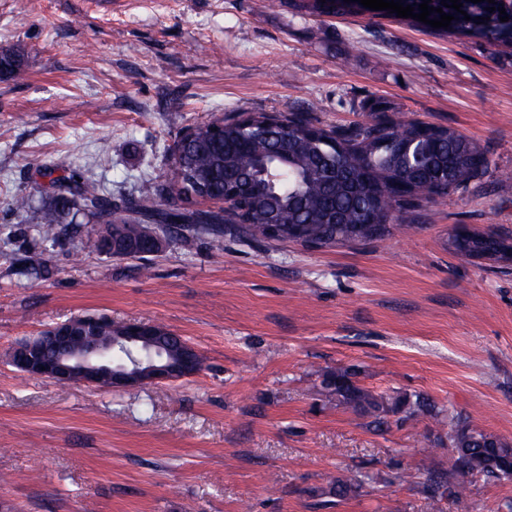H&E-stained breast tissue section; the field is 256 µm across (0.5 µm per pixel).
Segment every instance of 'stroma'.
Returning a JSON list of instances; mask_svg holds the SVG:
<instances>
[{
  "mask_svg": "<svg viewBox=\"0 0 512 512\" xmlns=\"http://www.w3.org/2000/svg\"><path fill=\"white\" fill-rule=\"evenodd\" d=\"M0 512H512V479L448 469L431 416L383 424L320 393L352 367L375 395L430 399L512 443V263L467 259L462 228L512 238V49L314 0H0ZM389 116L453 128L483 151L467 189L406 232L312 250L225 233L117 259L69 214L43 241L20 194L48 197L67 158L113 197L167 180L180 134L249 112L322 128ZM51 268L23 277L21 264ZM161 324L204 359L126 391L19 372L21 341L79 315ZM362 473L349 497L336 479Z\"/></svg>",
  "mask_w": 512,
  "mask_h": 512,
  "instance_id": "35a3bbf8",
  "label": "stroma"
}]
</instances>
